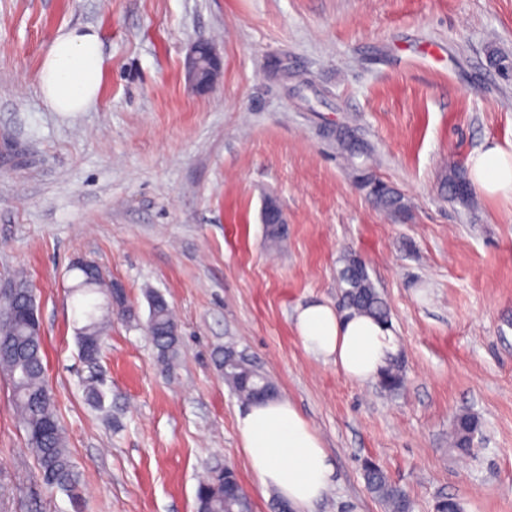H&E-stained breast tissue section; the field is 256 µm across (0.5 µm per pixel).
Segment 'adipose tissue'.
Returning a JSON list of instances; mask_svg holds the SVG:
<instances>
[{
    "mask_svg": "<svg viewBox=\"0 0 512 512\" xmlns=\"http://www.w3.org/2000/svg\"><path fill=\"white\" fill-rule=\"evenodd\" d=\"M105 69L97 31L62 30L43 56L40 89L53 111L83 112L96 100ZM467 167L478 191L512 197V151L484 144L469 156ZM296 329L308 353L332 362L338 372L359 383L379 377L398 349L390 326L337 312L319 301L299 308ZM237 424L248 464L263 487L275 490L296 512L323 497L335 466L317 432L291 401L249 405Z\"/></svg>",
    "mask_w": 512,
    "mask_h": 512,
    "instance_id": "1",
    "label": "adipose tissue"
}]
</instances>
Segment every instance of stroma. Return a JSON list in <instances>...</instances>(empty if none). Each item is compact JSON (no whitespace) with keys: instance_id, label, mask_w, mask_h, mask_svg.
<instances>
[{"instance_id":"obj_1","label":"stroma","mask_w":512,"mask_h":512,"mask_svg":"<svg viewBox=\"0 0 512 512\" xmlns=\"http://www.w3.org/2000/svg\"><path fill=\"white\" fill-rule=\"evenodd\" d=\"M92 27L107 70L95 103L56 112L38 69L61 29ZM209 39L216 87L184 62ZM512 0H0V284L24 270L46 380L80 476L50 492L0 374V512H196L199 477L234 468L276 512L241 448L246 405L214 362L235 344L319 434L336 472L311 512H384L375 460L434 512H512V198L451 196L444 180L491 141L512 151ZM349 129L405 216L376 205L336 146ZM275 198L288 233L263 222ZM357 254L390 310L404 384L358 383L307 353L297 309L342 310ZM121 282L97 365L79 351L71 264ZM161 293L181 334L173 370L145 326ZM99 381L104 409L88 399ZM479 422L471 456L448 446ZM477 429V423L471 416L461 415L457 418L450 436V444L459 450H466Z\"/></svg>"}]
</instances>
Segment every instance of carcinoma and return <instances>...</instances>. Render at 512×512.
<instances>
[{
    "mask_svg": "<svg viewBox=\"0 0 512 512\" xmlns=\"http://www.w3.org/2000/svg\"><path fill=\"white\" fill-rule=\"evenodd\" d=\"M336 144L352 160L365 156L364 149L344 130L336 132ZM446 184L454 197L473 200L471 185L462 169L452 170ZM373 196L380 207L391 213H402L406 209L401 195L387 187H380ZM72 270L78 272L72 296L83 320L78 329L80 354L86 360L95 361L100 356L112 314L129 317L132 306L127 304L117 311L110 308L111 284L102 278L97 268L74 265ZM340 279L350 313L388 321V308L360 257L350 254L345 258ZM150 299L152 306L148 326L153 330L151 339L158 359L170 366L180 353V337L171 335L177 321L162 295L153 293ZM0 317L8 322L7 328L0 329V370L9 376L12 383L15 408L27 434V445L36 458L40 479L48 489L74 496L79 486V475L66 447L54 396L44 381L41 337L34 334L9 301L0 300ZM225 356L227 351L224 350L217 359L224 382L244 402L254 403L259 390L275 388V384L246 357L238 355L226 366ZM402 383L403 372L397 361L380 374L381 386L389 391L399 389ZM476 429L473 417L459 416L450 444L459 450L468 448ZM363 472L368 490L384 505L386 512H412V503L406 492L393 483L378 464L372 460L364 461ZM195 499L196 512H252L250 498L238 474L230 468L224 475L217 469L203 476L198 482Z\"/></svg>",
    "mask_w": 512,
    "mask_h": 512,
    "instance_id": "1",
    "label": "carcinoma"
}]
</instances>
